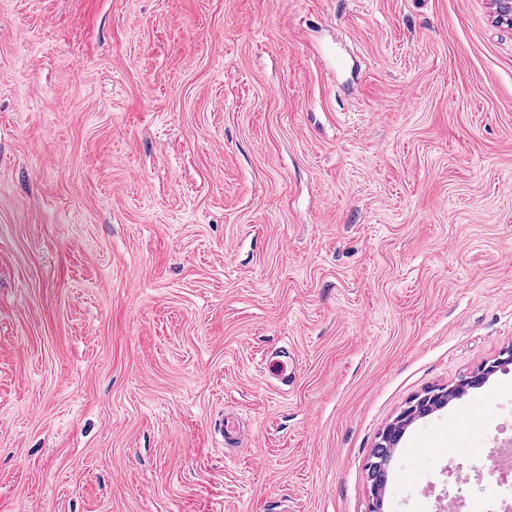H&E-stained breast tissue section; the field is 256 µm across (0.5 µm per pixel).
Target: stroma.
I'll return each instance as SVG.
<instances>
[{
  "label": "stroma",
  "mask_w": 512,
  "mask_h": 512,
  "mask_svg": "<svg viewBox=\"0 0 512 512\" xmlns=\"http://www.w3.org/2000/svg\"><path fill=\"white\" fill-rule=\"evenodd\" d=\"M494 11L0 0V512H371L382 430L512 347ZM510 440L512 364L383 512L489 503Z\"/></svg>",
  "instance_id": "35a3bbf8"
}]
</instances>
